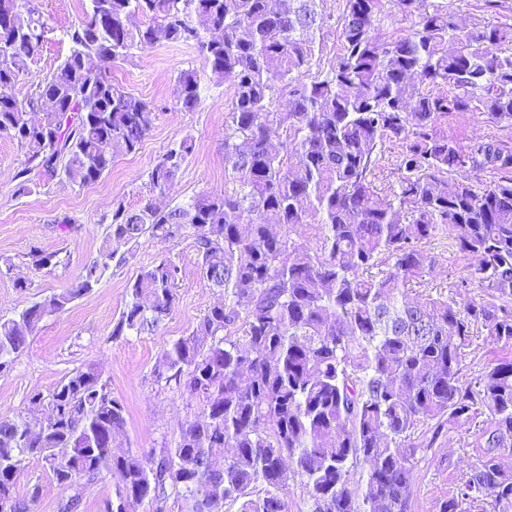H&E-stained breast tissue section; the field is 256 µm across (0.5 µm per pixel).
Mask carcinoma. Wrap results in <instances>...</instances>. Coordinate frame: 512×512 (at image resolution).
I'll return each instance as SVG.
<instances>
[{
	"mask_svg": "<svg viewBox=\"0 0 512 512\" xmlns=\"http://www.w3.org/2000/svg\"><path fill=\"white\" fill-rule=\"evenodd\" d=\"M326 0H90L65 35L70 52L24 100L14 93L50 27L40 0H0V138L24 150L18 191L35 168L85 187L139 150L156 107L114 82L111 66L163 42L195 48L210 78L232 89L224 113V189L160 207L194 151L167 148L139 207L112 209L95 257L71 287L0 317V372L47 316L65 312L127 260L112 248L191 234L198 265L221 298L185 336L164 342L159 384L198 400L163 456L117 451L126 409L102 371H73L26 409L0 417V512H35L40 486L19 495L33 459L72 494L114 480L165 512H292L288 473L306 512H410L421 427L477 425L481 457L440 512H512V353L466 375L474 339L512 346V144L448 137V117L477 112L512 127V25L462 24L442 0H394L401 35L382 38L383 0H342L339 45L325 71L316 34ZM278 76L280 85L271 83ZM288 98L279 111L278 98ZM184 112L201 79H175ZM285 137V150L271 135ZM399 152L398 190L375 185L386 142ZM491 175L490 180L483 176ZM314 227L315 242L300 230ZM451 240L469 257L459 302L426 282L428 247ZM178 267L141 270L114 336L155 335L176 300ZM479 294L470 298V289Z\"/></svg>",
	"mask_w": 512,
	"mask_h": 512,
	"instance_id": "obj_1",
	"label": "carcinoma"
}]
</instances>
